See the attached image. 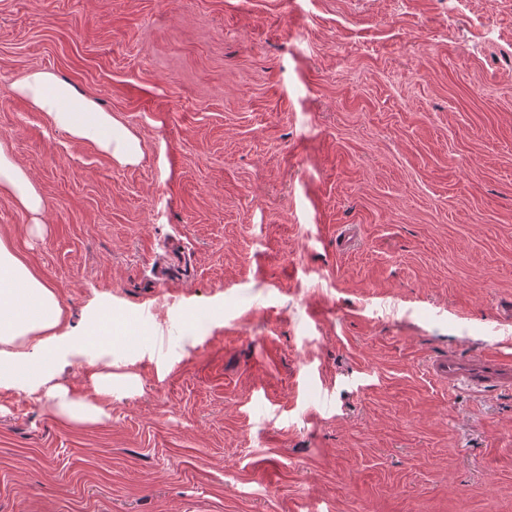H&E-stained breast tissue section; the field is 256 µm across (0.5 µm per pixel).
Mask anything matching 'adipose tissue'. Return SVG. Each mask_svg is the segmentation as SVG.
<instances>
[{"instance_id":"obj_1","label":"adipose tissue","mask_w":512,"mask_h":512,"mask_svg":"<svg viewBox=\"0 0 512 512\" xmlns=\"http://www.w3.org/2000/svg\"><path fill=\"white\" fill-rule=\"evenodd\" d=\"M14 88L74 141L96 144L122 165L140 162L138 138L111 113L101 110L53 73L28 71L15 81ZM0 192L11 196L23 212L37 216L43 211L42 195L26 170L1 145ZM150 339L148 329L108 305L99 308L81 330L65 331L63 310L55 291L10 245L0 240V388L45 390L48 410L54 417L76 425L96 423L107 417L113 396L123 394L128 384L127 376L112 371L113 350H139ZM64 348L76 353H99V361L89 364L94 398L56 383L59 352Z\"/></svg>"}]
</instances>
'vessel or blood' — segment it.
I'll use <instances>...</instances> for the list:
<instances>
[{
  "instance_id": "b4317fda",
  "label": "vessel or blood",
  "mask_w": 512,
  "mask_h": 512,
  "mask_svg": "<svg viewBox=\"0 0 512 512\" xmlns=\"http://www.w3.org/2000/svg\"><path fill=\"white\" fill-rule=\"evenodd\" d=\"M428 374L449 386L464 385L476 393L512 388V357L493 348H484L463 357L454 352L435 356L427 365Z\"/></svg>"
}]
</instances>
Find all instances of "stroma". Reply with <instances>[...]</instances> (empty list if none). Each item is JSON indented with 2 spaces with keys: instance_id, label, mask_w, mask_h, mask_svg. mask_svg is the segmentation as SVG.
<instances>
[{
  "instance_id": "obj_1",
  "label": "stroma",
  "mask_w": 512,
  "mask_h": 512,
  "mask_svg": "<svg viewBox=\"0 0 512 512\" xmlns=\"http://www.w3.org/2000/svg\"><path fill=\"white\" fill-rule=\"evenodd\" d=\"M52 72L122 166L13 89ZM0 239L115 350L109 418L0 388V512H512V0H0ZM194 320H186L187 312ZM16 92L76 142L96 144L120 165H136L142 152L138 138L71 85L46 70H31L14 83ZM0 192L11 196L15 205L32 216L37 225V217L43 211L44 199L30 180L26 170L16 164L7 149L0 144ZM428 374L435 380L459 384L475 393L512 388V357L494 348L477 350L467 357L455 352L437 355L427 365Z\"/></svg>"
}]
</instances>
